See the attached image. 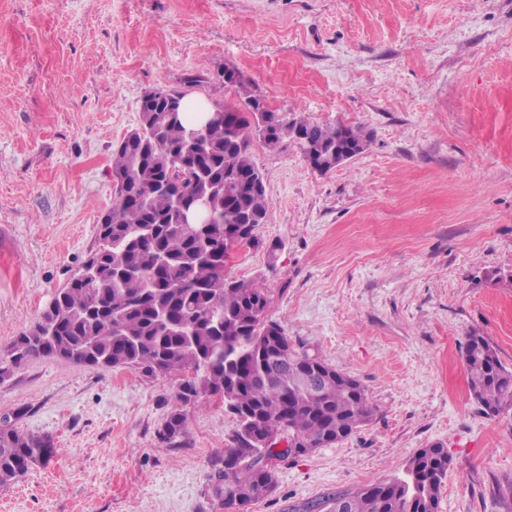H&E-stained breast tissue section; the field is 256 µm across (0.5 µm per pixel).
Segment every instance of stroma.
<instances>
[{
    "label": "stroma",
    "instance_id": "35a3bbf8",
    "mask_svg": "<svg viewBox=\"0 0 512 512\" xmlns=\"http://www.w3.org/2000/svg\"><path fill=\"white\" fill-rule=\"evenodd\" d=\"M238 69L286 121L360 126L331 171L254 141L270 212L229 277L258 281L294 346L359 380L371 421L277 465L250 512H300L453 459L439 512H512V410L482 414L463 360L483 336L512 367V0H0V354L40 318L115 200L111 158L156 89L236 104ZM197 86H186L188 77ZM177 377L28 359L0 419L57 455L0 487V512H214L223 401L160 443Z\"/></svg>",
    "mask_w": 512,
    "mask_h": 512
}]
</instances>
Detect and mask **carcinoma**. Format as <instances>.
<instances>
[{
  "mask_svg": "<svg viewBox=\"0 0 512 512\" xmlns=\"http://www.w3.org/2000/svg\"><path fill=\"white\" fill-rule=\"evenodd\" d=\"M238 104H213L205 123L167 121L155 91L143 97L141 133L112 151L116 200L97 225L95 246L69 286L61 289L39 321L0 357V380L31 357L49 356L100 368H133L146 376H181L167 399L161 443L180 445L186 435L184 407L222 395L237 428L216 462L213 501L224 512H248L277 486L267 459L282 461L335 445L368 422L375 408L365 387L308 350H297L283 328L268 317L267 290L253 280L229 278L202 259L211 243L224 252L257 241L270 200L251 152L254 139L276 149L284 143L279 113L258 110L261 96L238 70L230 71ZM300 151L336 150L343 137L363 147L360 126L341 129L302 120ZM208 199L213 224H185L180 203ZM103 274L89 282V265ZM468 384L484 414L512 408V368L482 336L468 337L464 350ZM328 376L322 392L303 382L313 372ZM266 440L257 442V435ZM282 440L300 445L286 456ZM55 454L48 436L0 423V487L44 465ZM451 466L447 449L432 444L412 455V478L371 481L352 492L307 501L302 512H438L443 481Z\"/></svg>",
  "mask_w": 512,
  "mask_h": 512,
  "instance_id": "carcinoma-1",
  "label": "carcinoma"
}]
</instances>
